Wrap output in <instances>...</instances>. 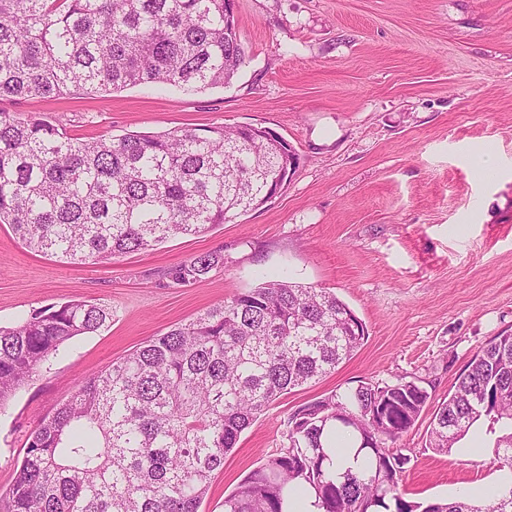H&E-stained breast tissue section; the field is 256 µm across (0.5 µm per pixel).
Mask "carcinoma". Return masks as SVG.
Returning <instances> with one entry per match:
<instances>
[{
  "instance_id": "1",
  "label": "carcinoma",
  "mask_w": 512,
  "mask_h": 512,
  "mask_svg": "<svg viewBox=\"0 0 512 512\" xmlns=\"http://www.w3.org/2000/svg\"><path fill=\"white\" fill-rule=\"evenodd\" d=\"M232 0H0V102L168 85L231 83L246 49ZM298 154L270 130L214 126L75 137L50 118L0 107V224L29 249L74 264L194 236L261 208ZM224 265L220 251L165 272L188 288ZM335 294L284 280L237 292L112 361L28 437L0 512H199L224 457L281 396L334 371L366 339ZM112 307L69 301L0 326V407ZM430 394L399 377L308 402L282 444L224 498V512H288L314 494L322 512H512V487L482 507L465 497H403L394 448ZM512 468V334L492 338L438 405L429 447L452 452L478 421ZM358 471L326 465L328 431Z\"/></svg>"
}]
</instances>
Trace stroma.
I'll return each instance as SVG.
<instances>
[{"mask_svg": "<svg viewBox=\"0 0 512 512\" xmlns=\"http://www.w3.org/2000/svg\"><path fill=\"white\" fill-rule=\"evenodd\" d=\"M235 17L248 58L228 86L6 105L84 136L251 125L285 139L299 164L264 207L104 262L31 251L0 224V326L72 300L113 311L108 328L73 339L0 409V492L29 434L84 378L267 276L333 291L368 338L242 433L200 512H223L299 406L399 377L421 380L438 403L494 336L512 333V0H235ZM488 149L496 171L481 176L472 160ZM219 249L224 264L207 280L163 285L168 268ZM431 418L424 410L397 443L411 458L405 498L482 504L512 480L484 452L486 422L443 454L428 446Z\"/></svg>", "mask_w": 512, "mask_h": 512, "instance_id": "obj_1", "label": "stroma"}]
</instances>
